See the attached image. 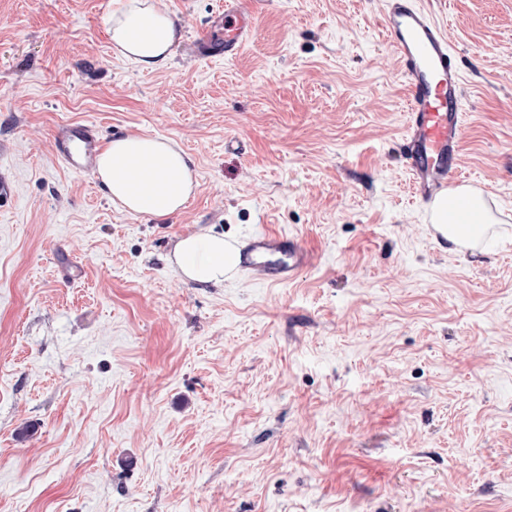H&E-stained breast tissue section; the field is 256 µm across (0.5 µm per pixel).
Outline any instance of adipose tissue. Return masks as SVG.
I'll list each match as a JSON object with an SVG mask.
<instances>
[{"instance_id": "obj_1", "label": "adipose tissue", "mask_w": 512, "mask_h": 512, "mask_svg": "<svg viewBox=\"0 0 512 512\" xmlns=\"http://www.w3.org/2000/svg\"><path fill=\"white\" fill-rule=\"evenodd\" d=\"M108 33L111 43L144 70L166 67L177 40L176 25L158 0H123L110 15ZM97 177L113 204L155 219L180 212L195 190L188 158L175 142L159 136L111 141L98 157ZM431 210L441 218L449 250L458 253L474 248L495 221L482 191L470 185L449 189ZM172 262L180 280L220 285L237 276L239 248L218 233L191 234L175 244Z\"/></svg>"}]
</instances>
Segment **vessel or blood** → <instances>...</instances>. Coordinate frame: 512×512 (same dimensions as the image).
Listing matches in <instances>:
<instances>
[{
	"instance_id": "1",
	"label": "vessel or blood",
	"mask_w": 512,
	"mask_h": 512,
	"mask_svg": "<svg viewBox=\"0 0 512 512\" xmlns=\"http://www.w3.org/2000/svg\"><path fill=\"white\" fill-rule=\"evenodd\" d=\"M266 0H224L200 39L201 56L232 58L255 37ZM384 34L396 49L408 91L406 146L412 190L435 199L458 169L465 89L455 53L432 13L418 0H384ZM56 159L68 170L94 174L103 142L93 124L67 122L53 136ZM310 263L302 241L263 230L240 248V267L270 285L294 281Z\"/></svg>"
}]
</instances>
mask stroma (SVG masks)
Listing matches in <instances>:
<instances>
[{
	"instance_id": "35a3bbf8",
	"label": "stroma",
	"mask_w": 512,
	"mask_h": 512,
	"mask_svg": "<svg viewBox=\"0 0 512 512\" xmlns=\"http://www.w3.org/2000/svg\"><path fill=\"white\" fill-rule=\"evenodd\" d=\"M122 0H0V512H512V0H423L465 82L460 182L502 232L433 236L402 156L382 0H270L233 58L221 0H163L141 70ZM174 141L164 220L60 166L53 134ZM297 236L284 285L182 282V237ZM111 43L143 70L166 67L177 38L170 13L155 0H124L109 18Z\"/></svg>"
}]
</instances>
